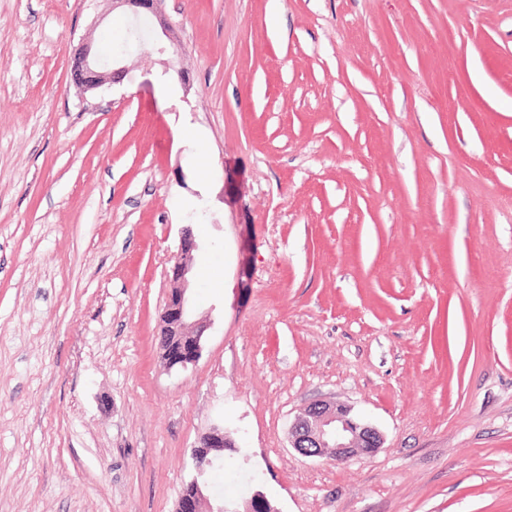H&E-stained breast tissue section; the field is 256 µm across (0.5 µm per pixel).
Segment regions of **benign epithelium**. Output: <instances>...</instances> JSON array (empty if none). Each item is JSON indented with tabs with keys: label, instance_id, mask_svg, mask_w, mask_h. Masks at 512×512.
Returning <instances> with one entry per match:
<instances>
[{
	"label": "benign epithelium",
	"instance_id": "1",
	"mask_svg": "<svg viewBox=\"0 0 512 512\" xmlns=\"http://www.w3.org/2000/svg\"><path fill=\"white\" fill-rule=\"evenodd\" d=\"M112 8H122L131 17L154 16L162 34L169 35L170 27L162 18L161 0H111ZM122 69L110 63L102 68L99 54L92 42H83L78 47L77 63L72 78L80 93L97 90L106 84L119 82ZM202 249L191 225L182 229L179 253L166 271L172 283L167 295L161 329L162 357L168 368L185 367L199 360L202 354V337L210 325V315L198 312L189 288V274L194 254ZM289 443L298 452L309 457L331 454L337 462L356 455H368L383 445V436L373 425L355 417L350 407L343 404L330 405L324 401L314 402L298 416L288 431ZM224 447V429L213 427L202 435L191 449V458L196 472L219 463L214 450ZM207 500L197 478H192L183 487L176 512H202V503Z\"/></svg>",
	"mask_w": 512,
	"mask_h": 512
}]
</instances>
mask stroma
<instances>
[{
    "label": "stroma",
    "mask_w": 512,
    "mask_h": 512,
    "mask_svg": "<svg viewBox=\"0 0 512 512\" xmlns=\"http://www.w3.org/2000/svg\"><path fill=\"white\" fill-rule=\"evenodd\" d=\"M162 11L82 95L80 39L130 16L0 0V512H175L214 426L235 512H512V0ZM186 224L212 315L170 370ZM321 400L382 448H291ZM224 430L220 427H213L209 432L202 435L191 449V458L196 468L197 474L203 471L206 467L217 465L221 459L220 456L214 454L215 449L231 448L232 446H224Z\"/></svg>",
    "instance_id": "obj_1"
}]
</instances>
